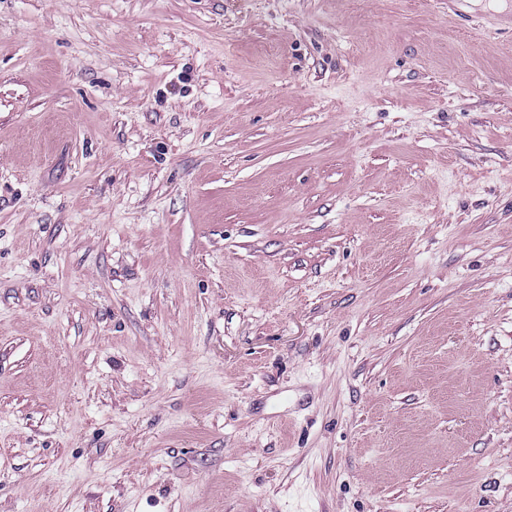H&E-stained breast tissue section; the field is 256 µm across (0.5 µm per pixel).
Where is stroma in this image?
Returning a JSON list of instances; mask_svg holds the SVG:
<instances>
[{
	"label": "stroma",
	"instance_id": "obj_1",
	"mask_svg": "<svg viewBox=\"0 0 512 512\" xmlns=\"http://www.w3.org/2000/svg\"><path fill=\"white\" fill-rule=\"evenodd\" d=\"M0 512H512V0H0Z\"/></svg>",
	"mask_w": 512,
	"mask_h": 512
}]
</instances>
